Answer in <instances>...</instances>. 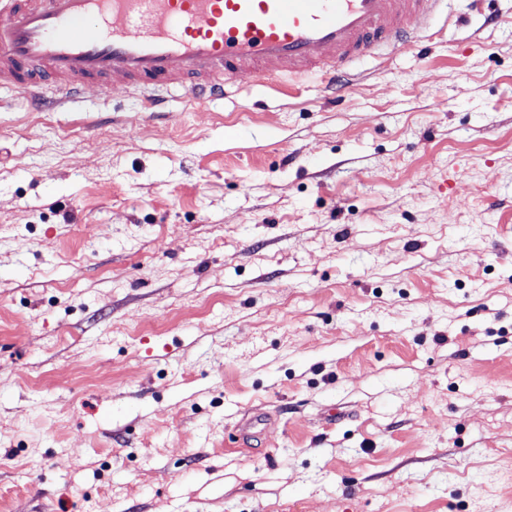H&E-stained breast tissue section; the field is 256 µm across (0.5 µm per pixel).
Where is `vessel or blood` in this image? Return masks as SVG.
Returning a JSON list of instances; mask_svg holds the SVG:
<instances>
[{
    "label": "vessel or blood",
    "mask_w": 512,
    "mask_h": 512,
    "mask_svg": "<svg viewBox=\"0 0 512 512\" xmlns=\"http://www.w3.org/2000/svg\"><path fill=\"white\" fill-rule=\"evenodd\" d=\"M442 0H0V87L46 105L122 85L148 109L191 86L198 107L225 82L257 85L337 72L409 47Z\"/></svg>",
    "instance_id": "b4317fda"
}]
</instances>
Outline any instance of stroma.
Wrapping results in <instances>:
<instances>
[{
    "mask_svg": "<svg viewBox=\"0 0 512 512\" xmlns=\"http://www.w3.org/2000/svg\"><path fill=\"white\" fill-rule=\"evenodd\" d=\"M168 100L0 89V512H512V0Z\"/></svg>",
    "mask_w": 512,
    "mask_h": 512,
    "instance_id": "obj_1",
    "label": "stroma"
}]
</instances>
